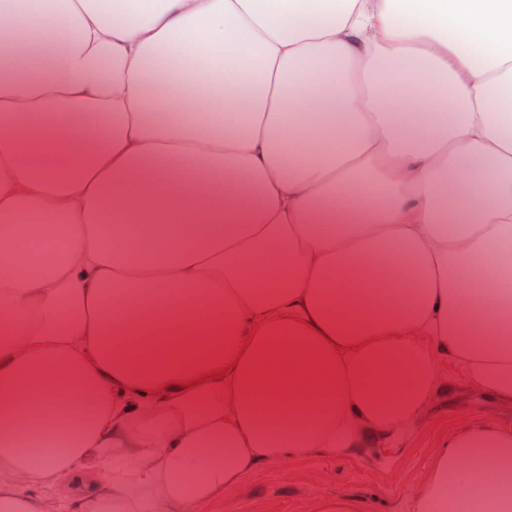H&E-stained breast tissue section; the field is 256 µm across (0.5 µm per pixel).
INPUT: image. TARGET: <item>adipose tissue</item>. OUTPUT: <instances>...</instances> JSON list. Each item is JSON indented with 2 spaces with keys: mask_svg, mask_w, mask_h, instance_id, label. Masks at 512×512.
Instances as JSON below:
<instances>
[{
  "mask_svg": "<svg viewBox=\"0 0 512 512\" xmlns=\"http://www.w3.org/2000/svg\"><path fill=\"white\" fill-rule=\"evenodd\" d=\"M0 44V512H193L449 365L512 400V0H0ZM511 505L479 425L407 510Z\"/></svg>",
  "mask_w": 512,
  "mask_h": 512,
  "instance_id": "ef3b65f1",
  "label": "adipose tissue"
}]
</instances>
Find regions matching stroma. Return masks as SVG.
Returning a JSON list of instances; mask_svg holds the SVG:
<instances>
[{
  "instance_id": "obj_1",
  "label": "stroma",
  "mask_w": 512,
  "mask_h": 512,
  "mask_svg": "<svg viewBox=\"0 0 512 512\" xmlns=\"http://www.w3.org/2000/svg\"><path fill=\"white\" fill-rule=\"evenodd\" d=\"M446 394L433 396L410 433L374 444L356 458L311 454L271 462L198 512H318L324 498H353L358 512H403L449 434L477 423L512 424V402L493 397L458 373Z\"/></svg>"
}]
</instances>
